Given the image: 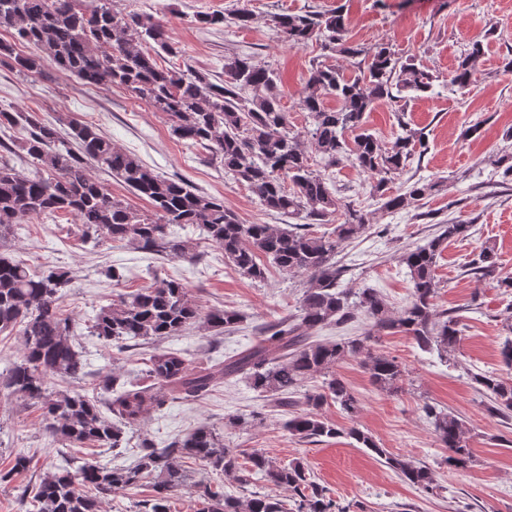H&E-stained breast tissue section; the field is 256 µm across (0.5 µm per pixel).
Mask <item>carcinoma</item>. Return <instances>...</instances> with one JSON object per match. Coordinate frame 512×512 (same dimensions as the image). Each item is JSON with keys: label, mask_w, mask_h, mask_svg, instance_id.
Masks as SVG:
<instances>
[{"label": "carcinoma", "mask_w": 512, "mask_h": 512, "mask_svg": "<svg viewBox=\"0 0 512 512\" xmlns=\"http://www.w3.org/2000/svg\"><path fill=\"white\" fill-rule=\"evenodd\" d=\"M112 0H97L89 9L83 0H0V28L11 32L12 41L0 40V58L10 59L21 73H38L44 62L76 75L84 84L108 82L122 88L132 99L164 113L178 139L210 149L224 163V172L248 187L269 211L295 215L307 225L343 221L330 235H313L270 224H243L224 206V201L195 192L167 178L114 146L92 123L70 119L63 139L52 124L23 112L0 111V129L23 122L28 136L22 149L40 166L25 175L8 163H0V332L18 330L23 352L0 374L10 394L42 411L43 430L53 442L70 448L86 444L121 448L122 426L140 423L147 406L162 407L166 397L194 400L206 395L226 377L238 376L278 407L294 408L284 423L288 434L300 441L320 442L344 433L422 492L436 489L433 471L425 465L389 453L358 427L346 431L320 414L332 401L347 417H357L360 401L354 390L336 375V366L348 357L363 358L372 383L380 390L401 388L405 368L395 358L374 350L387 335L400 334L417 347L446 360L459 349L460 317L436 309L438 260L448 244L470 235L465 220L441 222L438 234L425 244L403 252L400 262L408 270L409 302L392 311L374 288H347L336 255L342 245L366 231L367 214L351 203L342 204L325 177L311 168L305 146L310 141L324 166L350 164L360 174L375 179L373 195L382 207L403 209L430 196L435 184L418 179L402 193L389 192L388 184L403 172L415 155L428 148V134L399 120L400 133L385 146L365 129L366 115L382 101L401 100L405 94L433 89L429 71L403 58L387 43L366 48L347 38L343 10L278 14L274 23L283 40L300 48L312 40L348 57H363L364 67L347 76L334 65L314 61L309 69L302 107L312 122L306 135L291 130L288 112L281 103V76L250 57H233L224 63V81L214 83L192 70L163 69L143 44L152 41L163 52L179 53L164 25L148 14H123L112 9ZM232 20L244 29L252 14L238 9L227 18L205 14L199 22L218 26ZM29 48L16 51V44ZM485 54L483 42L472 43L458 61L450 84L460 90L475 82L477 67ZM253 92L245 99L244 90ZM333 97L338 106H326ZM112 174L150 209L139 211L112 196L88 170V164ZM74 215L83 235L127 242L136 248L173 257L191 258L189 241L170 236L169 228L196 226L224 250V258L255 281L266 278L265 256L285 273L307 276L299 313L261 328L256 343L224 362L197 372L188 369L180 350L166 348L149 357L148 377L159 391L135 388L112 391L106 417L96 401L79 393L53 397L49 380L77 379L85 374V362L74 344L75 326L59 312L60 300L69 285L67 273L48 267L38 274L27 264L5 254L7 236L24 219L57 212ZM471 274L512 288V278L499 276L495 247L486 245L468 262ZM366 320L364 332L336 342L312 339L311 333L331 323ZM235 309H224L201 318L179 281L163 279L101 308L93 333L104 341L162 339L179 336L202 321L215 331L241 322ZM322 384L295 400L288 393L307 380ZM474 382L489 410L512 415V383L494 373H475ZM440 445L448 450L446 461L456 468L473 462L468 430L459 417L442 409L425 407ZM199 462L212 475L232 473L248 485L263 480L266 493L247 497L224 492V484L210 479L193 480L184 460ZM152 478L153 495L140 512H171L172 495L189 484L197 488L198 512H346L317 483L301 460L280 463L261 449L246 453L237 465V453L224 446V437L200 425L185 437L163 448L146 445L137 463L109 467L77 456L61 459L44 475L33 503L36 512H100L102 500L115 489L138 486ZM289 493L288 499L280 492Z\"/></svg>", "instance_id": "obj_1"}]
</instances>
